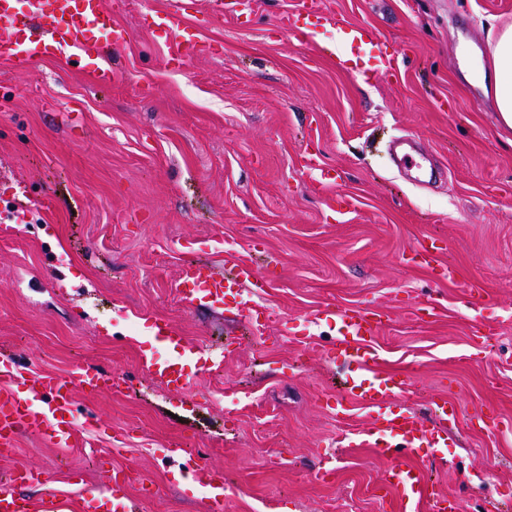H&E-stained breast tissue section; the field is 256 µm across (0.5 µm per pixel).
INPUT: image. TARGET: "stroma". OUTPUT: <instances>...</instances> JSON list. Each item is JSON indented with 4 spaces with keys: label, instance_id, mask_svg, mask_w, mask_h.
Listing matches in <instances>:
<instances>
[{
    "label": "stroma",
    "instance_id": "stroma-1",
    "mask_svg": "<svg viewBox=\"0 0 512 512\" xmlns=\"http://www.w3.org/2000/svg\"><path fill=\"white\" fill-rule=\"evenodd\" d=\"M106 2L130 33L108 57L50 49L19 72L0 56V354L31 374L93 364L124 383L76 392L94 422L68 448L22 436L0 454V483L39 472L27 494L72 508L119 472L137 512H213L172 456L180 445L223 475L222 512H387L394 459L334 446L374 419L329 407L344 373L320 312L354 308L386 317L380 361L410 377L398 404L429 422L446 398L498 424L453 427L450 447L416 457L430 490L458 512H512V129L474 74L512 0H315L331 23L314 40L283 26L298 0H256L249 28L198 0L181 24L213 53L181 65L143 26L174 0ZM339 21L372 26L391 61L365 49L357 71L339 69L318 50ZM109 66L122 79L98 85ZM401 137L436 182L394 163ZM18 180L25 224L5 216ZM47 195L50 212L37 205ZM422 244L451 277L412 261ZM237 256L267 284L261 336L178 296L185 262L221 270ZM156 321L205 358L234 339V355L166 389L141 364Z\"/></svg>",
    "mask_w": 512,
    "mask_h": 512
}]
</instances>
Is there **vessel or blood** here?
I'll use <instances>...</instances> for the list:
<instances>
[{
  "label": "vessel or blood",
  "mask_w": 512,
  "mask_h": 512,
  "mask_svg": "<svg viewBox=\"0 0 512 512\" xmlns=\"http://www.w3.org/2000/svg\"><path fill=\"white\" fill-rule=\"evenodd\" d=\"M250 5L251 0H214L218 14L230 16L241 25L250 20ZM328 21L327 15L305 2L298 13L289 17L288 24L303 27L311 36ZM337 30L340 43L349 49L348 55L337 56L341 68L355 63L358 52L366 47L381 58L388 54L386 44L371 27L341 24ZM127 36L125 29L114 25L105 0H0V53L9 56L20 69L36 63L50 45L82 58L97 57L105 46L122 45ZM181 281V297L189 308L246 319L255 334H263L265 313L247 309L240 300L243 288L256 292L264 288L251 260L235 261L228 276L207 264H189L181 270ZM328 316L337 325L332 351L347 369L345 388L336 407L343 412L348 405L359 403L376 415L372 426L358 437L342 436L339 446L354 443L373 448L384 456L401 449L414 453L421 448L433 455L447 447L448 427L458 419L456 406L445 400L437 402L439 422L431 426L399 409L395 397L405 381L381 367L379 355L371 345L379 319L348 309L329 310ZM152 333L156 344L172 350L174 356L162 359L151 349L142 353V366L168 388L188 389L190 375L186 366L199 360V350L188 346L183 336L168 324L154 323ZM2 368L13 381L12 386L0 389V448L4 450L14 448L24 435L38 437L57 447L71 446L76 437L75 388L95 391L113 380L112 375L87 365L77 366L67 377L32 375L18 369L5 356L0 357ZM186 476L206 483L212 501H223V476L206 472L195 463L188 465ZM38 479V474L26 469L13 472L9 488L0 490V512H61L56 495L49 493L34 500L23 492L24 484ZM386 482L391 493L390 512H400L406 502L422 500L432 502L434 512H457L456 498L430 492L418 466L396 465L389 470ZM76 512H133L128 483L116 477L106 490L85 492L76 504Z\"/></svg>",
  "instance_id": "vessel-or-blood-1"
}]
</instances>
